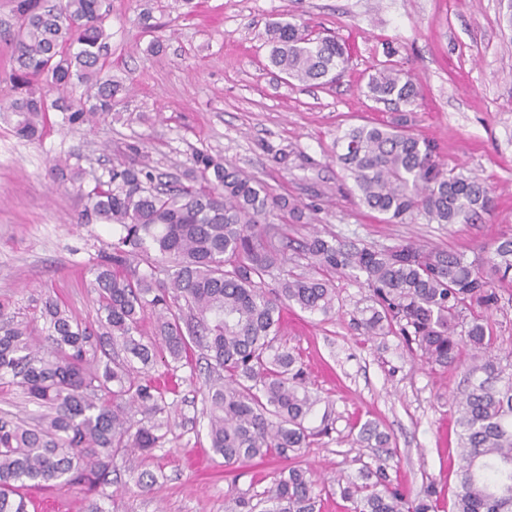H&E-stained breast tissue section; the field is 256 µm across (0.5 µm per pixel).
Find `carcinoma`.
<instances>
[{
  "instance_id": "carcinoma-1",
  "label": "carcinoma",
  "mask_w": 512,
  "mask_h": 512,
  "mask_svg": "<svg viewBox=\"0 0 512 512\" xmlns=\"http://www.w3.org/2000/svg\"><path fill=\"white\" fill-rule=\"evenodd\" d=\"M8 30L15 95L0 112L15 133L35 140L51 109L68 123L112 116L121 85L104 70L107 0H12ZM268 60L302 84L336 80L347 48L333 37H309L300 26L276 23ZM84 86L89 108L70 110L44 87ZM366 97L396 110L414 106L417 85L385 65L369 75ZM336 161L367 208L401 223L415 214L436 224L469 223L492 207L491 192L462 171H445L434 145L407 128L362 124L336 138ZM188 183L164 182L146 166H114L82 197L80 223L122 231L91 268L101 332L79 325L48 296L28 313L0 306V383L21 388L42 409L34 421L0 419V512H28L23 490L84 486L88 512H107L106 487L117 460L163 444L169 426L168 389L133 365L178 363L203 351L217 378L206 386L202 415L213 451L224 464L288 458L314 435L305 422L321 401L309 388L300 358L278 342L282 310L297 306L329 315L336 289L330 275L364 278L373 305L361 311L366 336L393 325L427 363L448 368L467 354L465 386L455 398L461 479L453 512H512V355L494 354L487 313L500 307L496 285L512 282V232L488 254L431 249L414 242L389 248L341 243L312 234L302 245L305 270H284L288 225L271 215L289 210L283 197L238 167L204 152L193 157ZM276 287L267 278L276 271ZM156 315L154 338L144 339V313ZM360 439L389 448V437L367 422ZM353 512H437L435 491L409 498L383 465L363 466L360 480L337 479ZM322 486L312 472L290 466L243 512H319Z\"/></svg>"
}]
</instances>
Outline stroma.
<instances>
[{
  "instance_id": "35a3bbf8",
  "label": "stroma",
  "mask_w": 512,
  "mask_h": 512,
  "mask_svg": "<svg viewBox=\"0 0 512 512\" xmlns=\"http://www.w3.org/2000/svg\"><path fill=\"white\" fill-rule=\"evenodd\" d=\"M107 66L123 82L111 118L68 124L46 116L42 137L20 139L0 113V303L27 310L57 299L79 323L98 329L89 268L118 239L108 224H82L81 192L115 165L154 166L183 177L198 152L247 171L303 212L276 221L300 241L326 237L374 247L416 241L474 256L512 230V26L507 0H110ZM150 12L153 28L141 20ZM287 20L344 42L347 69L333 83L286 82L267 65L266 30ZM409 71L420 97L408 123L433 140L446 167H461L491 190L492 210L471 224H430L420 216L386 222L362 205L335 159L336 139L352 126L389 123L396 114L369 100L365 84L384 62ZM81 180L54 173L58 159ZM329 316L291 307L281 342L299 353L312 388L329 403L330 430L312 436L297 460L331 480L357 476L375 448L359 442L364 423L391 438L385 467L410 497L435 489L437 512H451L460 462L451 398L463 367L423 363L400 334L371 337L357 324L370 291L351 275L332 277ZM175 374L171 420L162 447L141 466L158 482L140 492L127 468L111 475L107 512H230L237 496L261 494L283 461L225 465L201 420L205 363L198 356L149 376ZM31 512H86L81 487H35Z\"/></svg>"
}]
</instances>
